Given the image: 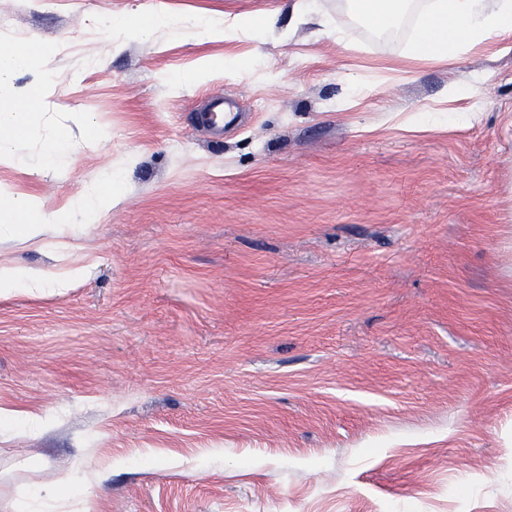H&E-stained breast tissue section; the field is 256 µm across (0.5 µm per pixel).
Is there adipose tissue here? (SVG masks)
Segmentation results:
<instances>
[{
    "label": "adipose tissue",
    "instance_id": "obj_1",
    "mask_svg": "<svg viewBox=\"0 0 512 512\" xmlns=\"http://www.w3.org/2000/svg\"><path fill=\"white\" fill-rule=\"evenodd\" d=\"M350 17L377 34L399 30L413 22L411 51L420 59L457 60L460 53L482 43H501L512 39V0H343ZM55 94L41 86L22 92L10 110L0 113V124H8L12 135L0 136V160L15 159V136L37 138L43 111ZM0 208L18 216L15 224H1L0 237H20L37 245L51 232H60V220L38 219L40 202L16 197L0 190ZM83 268L66 267L58 271L22 268L0 263V296L15 293L41 295L47 290L64 292L82 277ZM98 475L84 469L80 479L64 478L34 487L36 500L50 504L77 499L80 512H96L95 488Z\"/></svg>",
    "mask_w": 512,
    "mask_h": 512
}]
</instances>
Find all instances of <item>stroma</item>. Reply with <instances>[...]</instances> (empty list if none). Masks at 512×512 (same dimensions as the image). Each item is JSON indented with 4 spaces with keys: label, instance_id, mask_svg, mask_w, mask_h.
Returning a JSON list of instances; mask_svg holds the SVG:
<instances>
[{
    "label": "stroma",
    "instance_id": "obj_1",
    "mask_svg": "<svg viewBox=\"0 0 512 512\" xmlns=\"http://www.w3.org/2000/svg\"><path fill=\"white\" fill-rule=\"evenodd\" d=\"M293 2L0 0V49L50 53L15 88H58L45 131L74 144L59 171L19 141L0 188L60 217L100 173L118 191L89 230L0 238L1 261L85 269L0 298V406L52 418L0 426V508L108 463L98 512H512V50L426 61L411 25L318 0L320 34ZM206 59L242 68L179 84ZM476 75L468 125L404 124ZM268 16L263 14H257L250 19H244L240 17L224 18V29H217L209 21H203L196 19L193 22V27H199L203 31L212 34L220 35L224 33V37L229 34L239 32L241 29H249L260 26L261 22L266 20Z\"/></svg>",
    "mask_w": 512,
    "mask_h": 512
}]
</instances>
